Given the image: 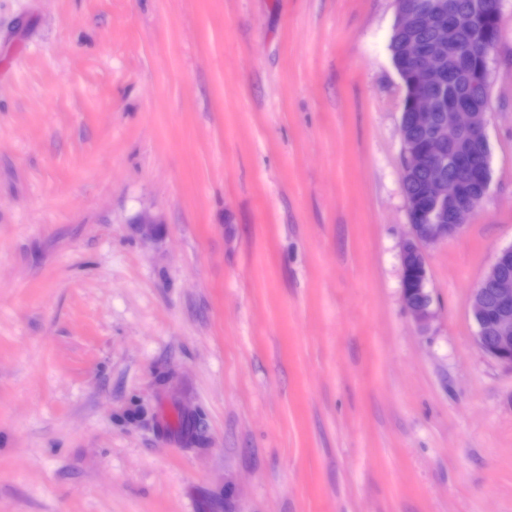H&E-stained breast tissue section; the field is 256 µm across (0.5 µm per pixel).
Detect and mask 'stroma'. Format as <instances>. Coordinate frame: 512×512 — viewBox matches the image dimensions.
Instances as JSON below:
<instances>
[{"label":"stroma","mask_w":512,"mask_h":512,"mask_svg":"<svg viewBox=\"0 0 512 512\" xmlns=\"http://www.w3.org/2000/svg\"><path fill=\"white\" fill-rule=\"evenodd\" d=\"M500 9L422 326L396 0H0V512H512L470 312L512 245Z\"/></svg>","instance_id":"obj_1"}]
</instances>
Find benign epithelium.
<instances>
[{
    "mask_svg": "<svg viewBox=\"0 0 512 512\" xmlns=\"http://www.w3.org/2000/svg\"><path fill=\"white\" fill-rule=\"evenodd\" d=\"M448 22L439 26L441 42H448V28L457 22V16L448 8L447 0H417L413 9L398 6L394 29L404 33L414 22L436 23L441 18ZM406 61L421 64L425 74L437 75L440 59L429 55L413 39L403 43ZM484 79L476 76L471 81L470 97L463 105H453L449 109L448 122L441 125L435 139L441 142L459 141L468 137L489 145L487 138L488 109L483 96ZM445 104L440 87L433 83L416 99V114L421 119L428 118ZM403 148V172L413 168L428 166L436 198L435 215L426 224L409 225L408 233L400 244L401 258L415 257L422 269V278L428 279L425 261L426 249L461 232L471 216V203L462 197L456 186L444 177L445 158L435 153L425 158L407 137L405 123H400ZM453 214L455 223H448V214ZM512 265V246L499 252L491 266L492 274L481 280L472 296L471 312L476 325L475 342L488 356L512 368V274L506 268Z\"/></svg>",
    "mask_w": 512,
    "mask_h": 512,
    "instance_id": "7a95c632",
    "label": "benign epithelium"
}]
</instances>
